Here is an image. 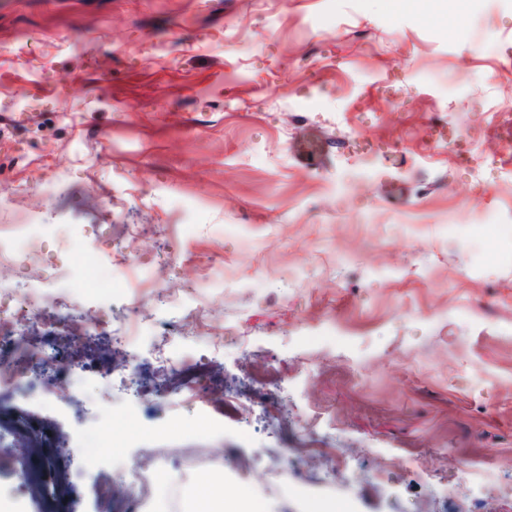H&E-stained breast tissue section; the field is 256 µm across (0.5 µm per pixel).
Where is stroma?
I'll use <instances>...</instances> for the list:
<instances>
[{"mask_svg": "<svg viewBox=\"0 0 512 512\" xmlns=\"http://www.w3.org/2000/svg\"><path fill=\"white\" fill-rule=\"evenodd\" d=\"M463 5L476 35L446 0H0V224L39 215L51 266L58 223L84 225L86 262L133 255L165 294L193 298L225 266L237 279L182 321L188 349L149 336L113 360L78 343L127 317L117 295L54 323L47 345L90 363L91 395L61 374L43 411L0 369V406L69 449L77 512H100L131 461L168 447L215 449L207 472L259 492L263 512L323 498L335 512H512V165L429 153L446 116H465L461 138L486 157L512 136L490 124L512 100V0ZM488 206L505 225L486 260L481 225L448 217ZM165 349L211 356L206 414L157 364ZM134 369L135 396L106 387ZM261 371L288 384L274 422L265 387L224 403ZM174 415L180 438L147 431ZM99 427L111 445L88 470ZM306 431L331 454L292 456ZM16 445L0 440V503L42 512L27 475L59 457Z\"/></svg>", "mask_w": 512, "mask_h": 512, "instance_id": "stroma-1", "label": "stroma"}]
</instances>
